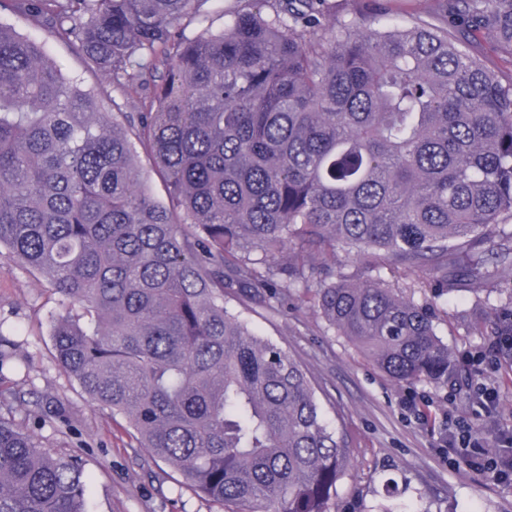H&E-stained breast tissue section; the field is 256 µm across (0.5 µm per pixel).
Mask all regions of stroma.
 Segmentation results:
<instances>
[{
	"mask_svg": "<svg viewBox=\"0 0 512 512\" xmlns=\"http://www.w3.org/2000/svg\"><path fill=\"white\" fill-rule=\"evenodd\" d=\"M0 21L24 34L37 33L64 74L115 96L121 111H143V94L114 95L109 77L86 70L83 59L47 29H34L7 12ZM315 263L354 282L382 280L434 309L436 332L460 371L449 384L398 383L329 328L309 303L293 297L271 310L244 294H225L229 310L302 365L327 420L344 439L351 464L336 485L341 512H512V484L458 463L457 449L446 444L459 419L488 449L512 441V351L495 336L502 316L512 311V281L445 292L436 278L416 276L397 260L375 268L370 260L340 252ZM63 312L45 278L1 248L0 415L33 429L53 453H83L89 512H223L138 447L125 421L90 404L62 371L51 321ZM481 383L499 394L494 413L476 397ZM389 482L397 487L392 497L385 492Z\"/></svg>",
	"mask_w": 512,
	"mask_h": 512,
	"instance_id": "1",
	"label": "stroma"
}]
</instances>
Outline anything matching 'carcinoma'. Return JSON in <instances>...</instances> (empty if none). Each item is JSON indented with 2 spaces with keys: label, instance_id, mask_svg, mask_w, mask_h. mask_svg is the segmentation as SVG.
<instances>
[{
  "label": "carcinoma",
  "instance_id": "obj_1",
  "mask_svg": "<svg viewBox=\"0 0 512 512\" xmlns=\"http://www.w3.org/2000/svg\"><path fill=\"white\" fill-rule=\"evenodd\" d=\"M402 2L336 25L332 0H0L122 93L165 68L146 111L121 112L0 22V247L71 309L59 367L225 512H339L349 452L224 292H299L394 381L446 383L435 312L375 279L313 286V259L397 258L449 287L512 272V233L476 254L512 224V77L448 26L492 25L512 53V0ZM87 491L82 457L0 416V512H88ZM141 164L146 172L147 181L152 195L163 203H168V192L166 184L161 175L152 169V161L147 155L140 151Z\"/></svg>",
  "mask_w": 512,
  "mask_h": 512
}]
</instances>
